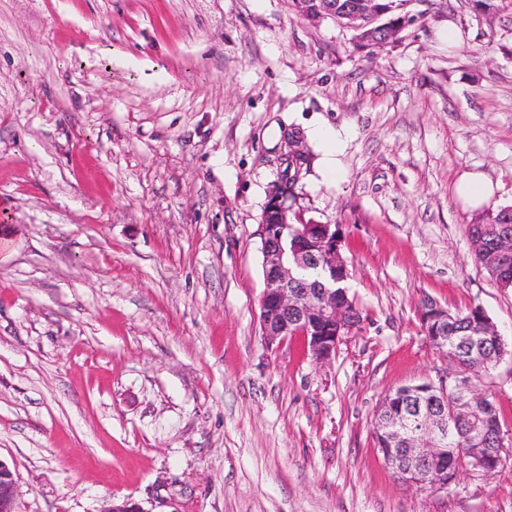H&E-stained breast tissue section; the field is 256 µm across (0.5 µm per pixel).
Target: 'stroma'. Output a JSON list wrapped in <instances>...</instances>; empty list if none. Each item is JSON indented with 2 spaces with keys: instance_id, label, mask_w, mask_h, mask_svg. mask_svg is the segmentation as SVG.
<instances>
[{
  "instance_id": "stroma-1",
  "label": "stroma",
  "mask_w": 512,
  "mask_h": 512,
  "mask_svg": "<svg viewBox=\"0 0 512 512\" xmlns=\"http://www.w3.org/2000/svg\"><path fill=\"white\" fill-rule=\"evenodd\" d=\"M495 3L413 0L368 56L289 0H0L16 512H512V356L477 385L502 414L494 474L408 486L373 440L389 390L448 377L422 301L480 306L512 349V288L468 241L512 206V0ZM294 130L301 216L338 225L363 310L323 366L259 322L260 220ZM469 174L487 202L460 194Z\"/></svg>"
}]
</instances>
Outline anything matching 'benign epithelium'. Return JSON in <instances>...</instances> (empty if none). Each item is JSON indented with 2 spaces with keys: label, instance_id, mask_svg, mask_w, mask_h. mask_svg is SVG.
Returning a JSON list of instances; mask_svg holds the SVG:
<instances>
[{
  "label": "benign epithelium",
  "instance_id": "benign-epithelium-1",
  "mask_svg": "<svg viewBox=\"0 0 512 512\" xmlns=\"http://www.w3.org/2000/svg\"><path fill=\"white\" fill-rule=\"evenodd\" d=\"M413 0H404L399 19L380 21L382 13L377 0H313L316 4V21L330 19L352 32V41L364 39L374 48H382L399 40V35L413 22V15L406 11ZM288 193L275 190L264 207L260 224L264 256L265 288L261 296L260 326L265 345L272 347L288 336H300L307 346V355L317 363H325L336 354L343 337L356 327V314L349 307V300L336 303V281L330 287L307 285L294 287V263L313 260L318 265L336 272L343 268L350 275L345 258L339 251L341 243L339 226L335 224L304 225L300 238L294 242L291 253L281 246V240L288 225L296 216L293 206L288 204ZM481 234L494 240L496 249L492 257L505 261L512 256V226L508 224H481ZM431 315L441 325L437 337L439 350L448 351L445 336L448 335V321L452 316L448 308L435 305ZM453 380L456 396L468 406L476 404L470 392L472 376L457 369L448 374ZM428 396L418 402L415 412L421 419V432L429 437L422 438L406 430L404 420L388 410L376 421V432L386 447L380 449L385 465L398 480L409 485H430L439 489L448 488L451 479L448 470L433 464L442 452L448 439L451 418L448 415V385L428 383ZM471 467L488 470L489 450L471 448L468 450ZM19 485L13 468L0 459V512H15V501Z\"/></svg>",
  "mask_w": 512,
  "mask_h": 512
}]
</instances>
